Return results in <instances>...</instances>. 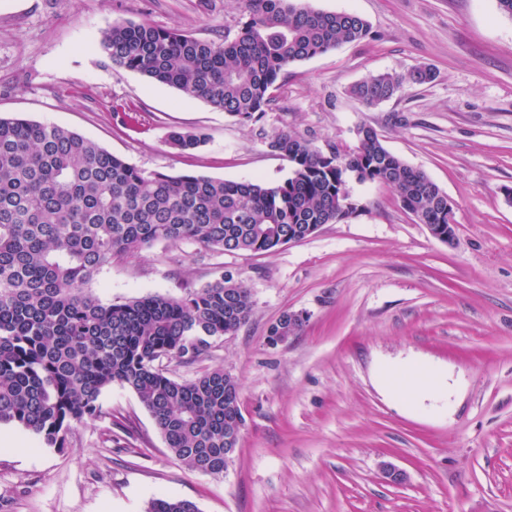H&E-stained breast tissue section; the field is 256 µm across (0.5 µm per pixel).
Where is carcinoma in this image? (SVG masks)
Instances as JSON below:
<instances>
[{"mask_svg":"<svg viewBox=\"0 0 512 512\" xmlns=\"http://www.w3.org/2000/svg\"><path fill=\"white\" fill-rule=\"evenodd\" d=\"M235 4L241 25L232 41L118 20L100 33L99 46L113 66L245 124L267 112L289 66L370 35L363 17L310 0ZM431 81L418 66L378 74L352 95L370 107L407 83ZM167 142L188 153L205 138L174 130ZM268 147L291 164L274 184L169 175L139 169L68 128L0 117V425L65 448L73 425L101 416L102 394L118 384L136 394L178 461L222 475L224 449L236 447L244 424L238 382L220 368L179 382L163 361L194 362L211 340L238 331L252 314L250 289L223 275L181 298L103 303L88 288L97 274L112 258L159 242L272 252L307 238L311 226L345 219L352 179L393 188L417 223L448 233V195L370 127L347 151L334 145L327 153L289 131ZM145 512L199 509L159 496Z\"/></svg>","mask_w":512,"mask_h":512,"instance_id":"obj_1","label":"carcinoma"}]
</instances>
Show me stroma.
I'll return each mask as SVG.
<instances>
[{
    "label": "stroma",
    "mask_w": 512,
    "mask_h": 512,
    "mask_svg": "<svg viewBox=\"0 0 512 512\" xmlns=\"http://www.w3.org/2000/svg\"><path fill=\"white\" fill-rule=\"evenodd\" d=\"M371 27L289 67L259 122L108 65L98 45L117 20L234 39L232 0H0V116L56 124L147 170L223 180L284 179L269 139L355 146L367 125L452 204L456 242L434 239L376 183L349 185L355 210L269 253L159 243L116 257L91 282L102 302L174 298L223 274L245 280L253 311L172 378L221 368L239 383L245 428L224 475L168 451L137 396L112 385L102 416L67 448L0 426V512H144L165 494L200 512H512V17L496 0H312ZM436 72L365 107L351 87L382 72ZM204 134L199 149L166 143ZM303 311L278 345L268 328ZM433 365L451 408L417 410L381 383L386 369ZM113 443H105V433ZM406 479L383 478L382 463ZM168 144L182 153H189L205 143L202 134L193 131H171L167 136Z\"/></svg>",
    "instance_id": "1"
}]
</instances>
